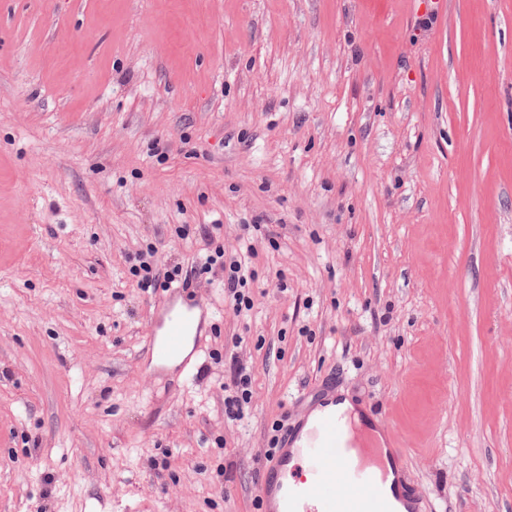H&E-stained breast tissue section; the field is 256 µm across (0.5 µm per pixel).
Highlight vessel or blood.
<instances>
[{"label": "vessel or blood", "mask_w": 512, "mask_h": 512, "mask_svg": "<svg viewBox=\"0 0 512 512\" xmlns=\"http://www.w3.org/2000/svg\"><path fill=\"white\" fill-rule=\"evenodd\" d=\"M205 310L200 302L185 310L167 304L154 321L152 359L179 357L186 341L201 335ZM335 400L332 394L320 400L321 412L306 438H280L257 487L265 512H397L389 499L393 488L405 498V512H423L421 496L409 493L403 477H390L389 449L356 447L350 421L332 408Z\"/></svg>", "instance_id": "1"}]
</instances>
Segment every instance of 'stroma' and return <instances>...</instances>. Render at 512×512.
<instances>
[{"mask_svg":"<svg viewBox=\"0 0 512 512\" xmlns=\"http://www.w3.org/2000/svg\"><path fill=\"white\" fill-rule=\"evenodd\" d=\"M214 224L260 293L180 291L187 378L133 265ZM329 392L426 506L512 512V0H0V512H258ZM205 312V305L198 300L194 307L185 310H177L176 304L168 303L153 322L155 334L150 344L152 359L160 363L173 360L181 355L184 345L183 353H189L192 342L186 341L194 337L196 342L201 336V317ZM224 415L230 421L241 420L243 410L251 402L252 377L237 360L232 361L230 375L224 382Z\"/></svg>","mask_w":512,"mask_h":512,"instance_id":"obj_1","label":"stroma"}]
</instances>
